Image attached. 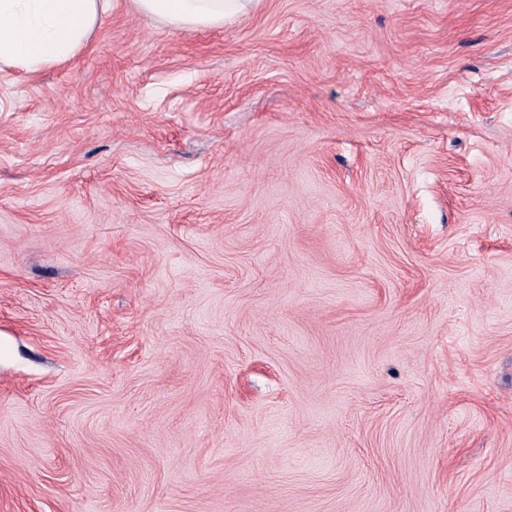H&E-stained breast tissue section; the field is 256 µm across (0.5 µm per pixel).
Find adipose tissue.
Returning a JSON list of instances; mask_svg holds the SVG:
<instances>
[{
  "label": "adipose tissue",
  "instance_id": "1",
  "mask_svg": "<svg viewBox=\"0 0 512 512\" xmlns=\"http://www.w3.org/2000/svg\"><path fill=\"white\" fill-rule=\"evenodd\" d=\"M111 0H0V68L34 73L74 58ZM134 8L177 31L221 27L259 0H131Z\"/></svg>",
  "mask_w": 512,
  "mask_h": 512
}]
</instances>
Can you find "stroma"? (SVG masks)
Returning a JSON list of instances; mask_svg holds the SVG:
<instances>
[{
  "mask_svg": "<svg viewBox=\"0 0 512 512\" xmlns=\"http://www.w3.org/2000/svg\"><path fill=\"white\" fill-rule=\"evenodd\" d=\"M0 512H512V0L1 71Z\"/></svg>",
  "mask_w": 512,
  "mask_h": 512,
  "instance_id": "35a3bbf8",
  "label": "stroma"
}]
</instances>
